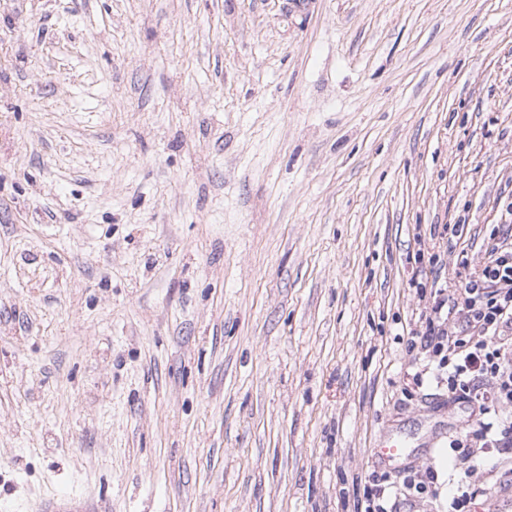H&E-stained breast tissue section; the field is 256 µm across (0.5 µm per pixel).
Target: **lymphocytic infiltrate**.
Returning <instances> with one entry per match:
<instances>
[{
    "label": "lymphocytic infiltrate",
    "mask_w": 512,
    "mask_h": 512,
    "mask_svg": "<svg viewBox=\"0 0 512 512\" xmlns=\"http://www.w3.org/2000/svg\"><path fill=\"white\" fill-rule=\"evenodd\" d=\"M505 221L482 268L419 315L420 346L447 371L449 397L478 408L468 434L449 443L462 477L448 512H470L472 477L491 452H512V203Z\"/></svg>",
    "instance_id": "obj_1"
}]
</instances>
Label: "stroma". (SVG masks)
Masks as SVG:
<instances>
[{"instance_id":"stroma-1","label":"stroma","mask_w":512,"mask_h":512,"mask_svg":"<svg viewBox=\"0 0 512 512\" xmlns=\"http://www.w3.org/2000/svg\"><path fill=\"white\" fill-rule=\"evenodd\" d=\"M511 201L512 0H0V512H448L414 284ZM44 512H99V508L77 501L75 498L62 496L60 498L49 500L45 503Z\"/></svg>"}]
</instances>
